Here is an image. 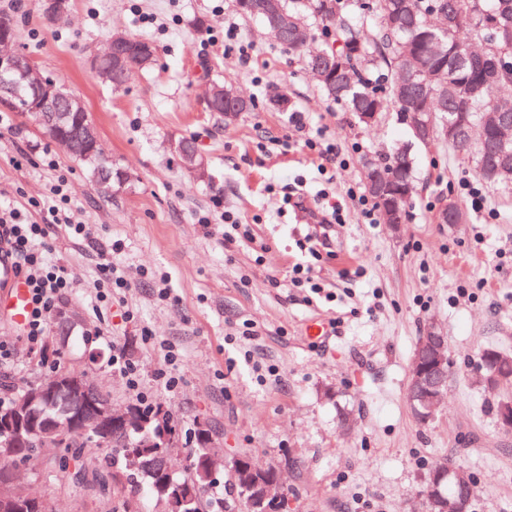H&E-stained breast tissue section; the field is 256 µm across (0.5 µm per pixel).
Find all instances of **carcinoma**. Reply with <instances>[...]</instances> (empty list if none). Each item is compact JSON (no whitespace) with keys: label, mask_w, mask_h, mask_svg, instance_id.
Segmentation results:
<instances>
[{"label":"carcinoma","mask_w":512,"mask_h":512,"mask_svg":"<svg viewBox=\"0 0 512 512\" xmlns=\"http://www.w3.org/2000/svg\"><path fill=\"white\" fill-rule=\"evenodd\" d=\"M502 0H280L282 9L296 18L301 17L320 27L323 51L329 57L354 61L351 78L336 85L335 92L322 91L331 100L350 112L355 122L363 124L361 113L382 115L388 104L397 108L402 124L410 126L407 113L418 112L427 105L422 96L441 99L436 112V133L423 140L411 133L414 143L429 147L446 143L458 153L472 158L477 176L491 187L512 190V184L495 183L486 177L485 170L495 160L492 142L495 130L486 129L485 138L456 145L448 142L444 130L450 113L464 109L468 120L480 124L485 114L495 112L499 105L494 91L512 85V52L500 55L488 52L482 59L468 55L471 38L485 40L490 45H501L497 26L501 22ZM85 115L63 119L59 132L72 137L83 135ZM89 181L102 198L124 185L122 168L110 161L84 160ZM365 171L373 170L384 180L402 173L404 180L412 181L414 158L406 145L394 147L385 158H367ZM0 389L12 392L0 408H16L27 394V389L15 390L14 383L0 381ZM162 401L148 407L131 402L129 408L137 413L132 427L116 437H106L95 431L72 447L48 448L45 456L30 455L26 433L14 437L15 456L8 460L0 456V481L12 476L16 463L45 467V479L53 485H67L75 492L85 491L97 500L107 512H112V493L126 482L143 481L140 473L129 467L124 457L125 445H133L159 424L157 419ZM75 404L67 397L41 401L30 408L33 418L65 421ZM147 426H142V423ZM203 449L194 443L191 449L193 471L181 476L184 482H197L198 490L183 507L184 512H224V500L205 498L201 494L206 485L207 466L202 460ZM236 486L243 512H288L285 502L278 505L266 502L258 508L251 505L253 491L239 486L235 472H230ZM148 498L156 512H164L166 495L164 485L145 483Z\"/></svg>","instance_id":"1"}]
</instances>
